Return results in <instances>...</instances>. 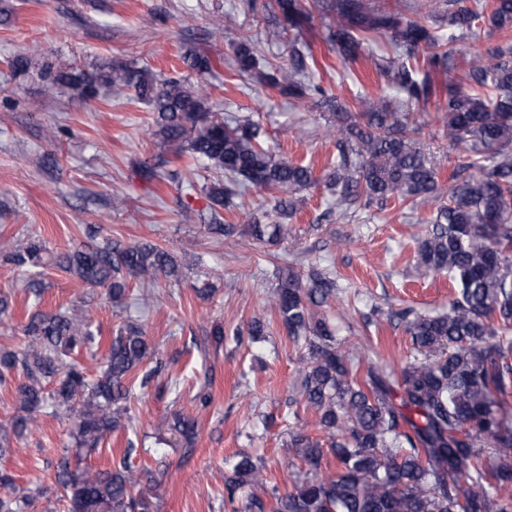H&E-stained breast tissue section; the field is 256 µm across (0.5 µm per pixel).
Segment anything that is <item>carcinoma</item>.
<instances>
[{
	"label": "carcinoma",
	"mask_w": 512,
	"mask_h": 512,
	"mask_svg": "<svg viewBox=\"0 0 512 512\" xmlns=\"http://www.w3.org/2000/svg\"><path fill=\"white\" fill-rule=\"evenodd\" d=\"M289 27L302 31L311 16L302 0H277ZM484 18L494 30L512 31V0H488L476 8L448 10V25L468 34ZM391 34L398 58L376 65L379 75L406 102L426 104L435 94L433 74L448 77L442 135L463 145L469 160L443 188L438 169L412 137L408 113L387 103H359L360 112H338V125L326 133L341 147L340 161L327 187L341 200L396 198L425 206L448 193L432 228L420 238L418 264L424 273L445 274L455 288L448 312L421 314L404 309L413 356L399 372L387 371L364 346H348L336 336L318 308L336 294L330 272L313 267L304 276L282 268L272 307L292 342L307 351L293 403L319 415L322 441L304 432L291 435L296 457L307 467L291 488L263 494V468L244 455L224 481V497L245 499V512H512V42L474 55L462 90L454 75L456 38L448 41L416 21L363 0H336L329 39L346 61L362 55L361 34ZM438 51L427 68L410 60L418 48ZM236 71L255 86L276 90L299 104L315 94L320 105L332 98L301 78L306 55L292 44L288 68L264 70L249 40L233 47ZM180 60L197 81L166 79L148 67L107 61L91 71L44 68L45 91L68 87L91 101L104 88L119 86L153 114L155 134L177 159L221 172L225 180L206 187L212 224L223 236L236 226L221 223V211L235 205L249 188H277L295 194L315 184L310 168L275 158L264 147L260 127L249 118L226 121L212 112L206 76L212 55L185 49ZM277 219L249 225L251 237L270 242L288 236L284 219L295 204L284 197L273 207ZM0 263L29 274L27 288L40 295L47 268H56L81 287H105L112 307L129 308L136 282L163 277L180 281L175 256L150 243L124 244L110 238L54 253L37 235L23 242L0 241ZM26 342L0 347V383L13 375L18 407L9 426H0V455L39 427L52 409L73 417L76 447L95 450L125 427L136 388L158 374L150 366L156 346L142 325L128 322L108 343L105 368L86 376L74 359L84 348L102 344L79 305L56 313L36 312L23 328ZM191 445L196 420L174 414L162 423ZM336 470L320 475L327 455ZM55 485L68 512H155L158 482L151 471H135L126 461L105 470L72 466L63 454ZM30 495H18L14 476L0 471V512H22Z\"/></svg>",
	"instance_id": "1"
}]
</instances>
